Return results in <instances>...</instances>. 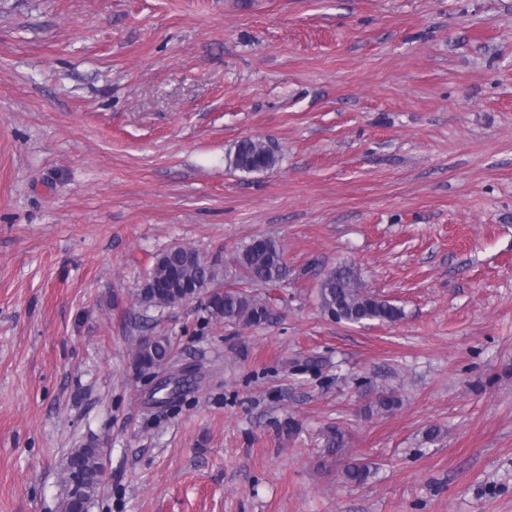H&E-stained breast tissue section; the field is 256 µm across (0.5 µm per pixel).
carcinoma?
I'll return each instance as SVG.
<instances>
[{
	"instance_id": "cac0c4a2",
	"label": "carcinoma",
	"mask_w": 512,
	"mask_h": 512,
	"mask_svg": "<svg viewBox=\"0 0 512 512\" xmlns=\"http://www.w3.org/2000/svg\"><path fill=\"white\" fill-rule=\"evenodd\" d=\"M235 170L262 172L277 163L274 149L266 142L247 137L235 144L234 153L227 157ZM235 271L254 287L274 286L288 279V266L278 241L258 235L251 239L234 258ZM151 285L150 305L157 309L183 304L196 295H205L210 315L226 324L260 326L274 315L271 302L248 290L226 287L219 278L215 264L202 258L189 247L173 246L156 258L147 278ZM318 299L323 313L334 320L351 324L368 321L395 322L401 308L364 290L357 269L340 263L328 271L318 285ZM170 339L161 334L146 335L135 346V368L148 374L172 358ZM102 449L92 446L74 448L66 457L62 478L74 472L82 478L80 493H64L61 512H90L101 484ZM370 475L369 465L359 459L344 468L347 481L361 484Z\"/></svg>"
}]
</instances>
